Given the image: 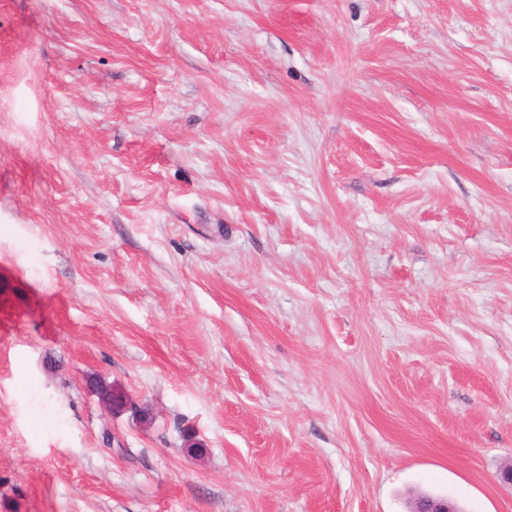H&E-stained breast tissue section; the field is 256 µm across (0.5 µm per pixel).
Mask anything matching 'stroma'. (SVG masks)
Returning <instances> with one entry per match:
<instances>
[{
    "label": "stroma",
    "mask_w": 512,
    "mask_h": 512,
    "mask_svg": "<svg viewBox=\"0 0 512 512\" xmlns=\"http://www.w3.org/2000/svg\"><path fill=\"white\" fill-rule=\"evenodd\" d=\"M511 460L512 0H0V512Z\"/></svg>",
    "instance_id": "stroma-1"
}]
</instances>
